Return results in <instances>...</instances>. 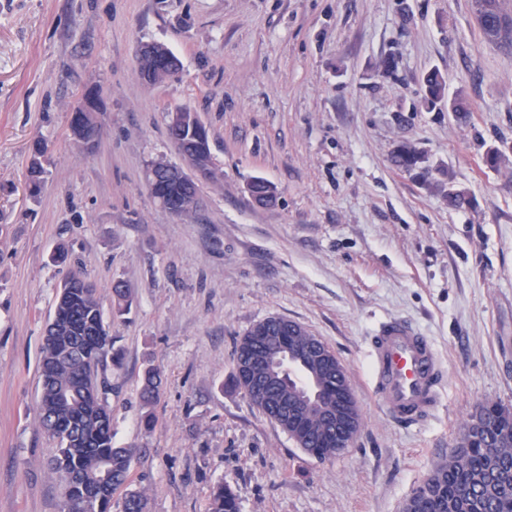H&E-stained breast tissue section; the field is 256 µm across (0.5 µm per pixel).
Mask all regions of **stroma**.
I'll return each instance as SVG.
<instances>
[{"label": "stroma", "instance_id": "stroma-1", "mask_svg": "<svg viewBox=\"0 0 512 512\" xmlns=\"http://www.w3.org/2000/svg\"><path fill=\"white\" fill-rule=\"evenodd\" d=\"M150 41L178 74L141 81ZM432 68L467 123L423 105ZM91 88L100 135L86 148L69 123ZM178 106L207 127L215 168L203 210L181 219L146 185L150 161H182L167 134ZM404 140L473 206L393 167ZM491 147L506 154L496 170ZM256 177L276 185L275 206L250 198ZM72 270L99 286L122 350L107 369L114 439L139 450L132 486L148 512H206L219 483L241 512H402L479 403L512 408V49L484 40L472 0H0V512H59L39 358ZM271 315L344 366L362 425L334 459L305 453L231 387L236 342ZM389 318L429 336L444 366L440 409L416 428L368 390L369 338ZM149 367L164 378L150 430ZM167 50L168 48L159 42H146L140 46L137 53V67L144 81L151 82L154 62L159 55L168 57L171 68L179 70V60L175 55L168 54ZM44 149V146L40 142H37L33 147L32 157L28 168V187L31 195H36L39 192L43 182L42 175L44 171L41 165L40 157L43 155Z\"/></svg>", "mask_w": 512, "mask_h": 512}]
</instances>
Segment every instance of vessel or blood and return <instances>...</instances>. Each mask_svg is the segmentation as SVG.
<instances>
[{
    "label": "vessel or blood",
    "instance_id": "obj_1",
    "mask_svg": "<svg viewBox=\"0 0 512 512\" xmlns=\"http://www.w3.org/2000/svg\"><path fill=\"white\" fill-rule=\"evenodd\" d=\"M371 390L386 415L411 427L441 404L443 364L428 336L402 319L379 324L370 339Z\"/></svg>",
    "mask_w": 512,
    "mask_h": 512
}]
</instances>
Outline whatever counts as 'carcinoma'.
Segmentation results:
<instances>
[{
  "label": "carcinoma",
  "mask_w": 512,
  "mask_h": 512,
  "mask_svg": "<svg viewBox=\"0 0 512 512\" xmlns=\"http://www.w3.org/2000/svg\"><path fill=\"white\" fill-rule=\"evenodd\" d=\"M477 23L484 38L497 45L512 46V14L503 0H473ZM424 103L429 109L448 104L458 120L467 109L460 98L446 99L448 77L432 68L423 76ZM44 146L34 145L29 164V192H39L43 179L40 157ZM399 170L412 172L421 184L440 192L448 205H471L466 191L455 186L448 169L428 164L416 144L401 142L391 155ZM51 343L43 345L39 362V407L41 424L56 442L54 467L62 480L60 512H145L143 495L131 489V464L137 449L119 446L112 432L111 385L104 376L107 363H116L114 349L102 313L97 286L68 278L56 298L49 323ZM258 325L245 331L237 343L233 381L247 398V380L242 366L255 353L273 354L282 342L288 351L303 356L305 371L315 398L308 399L299 383L274 371L275 397L295 403L288 414V435L303 451L321 460L336 457V433L325 415L336 412L339 398L351 403V414L361 422L357 402L345 370L330 367L324 359L306 355L316 341L300 324L288 326V336L272 328L260 334ZM162 377L145 371L141 397L149 406L157 398ZM78 390L63 403L62 391ZM235 492L217 486L209 496L207 512H239ZM403 512H512V409L495 401L481 404L464 426L460 441L448 449L430 470L426 480L406 501Z\"/></svg>",
  "instance_id": "1"
}]
</instances>
